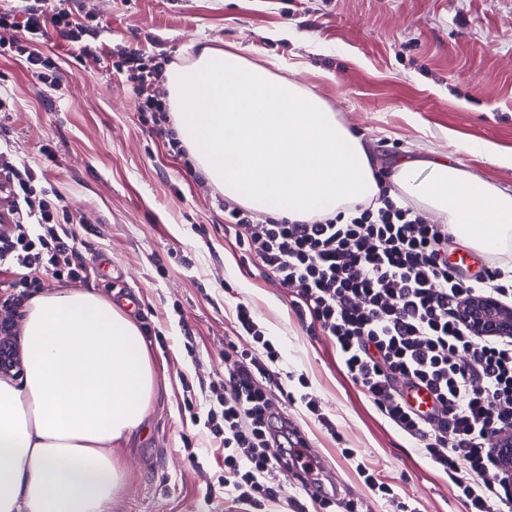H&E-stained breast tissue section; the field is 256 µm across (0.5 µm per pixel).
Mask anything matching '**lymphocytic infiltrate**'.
Returning <instances> with one entry per match:
<instances>
[{
    "label": "lymphocytic infiltrate",
    "mask_w": 512,
    "mask_h": 512,
    "mask_svg": "<svg viewBox=\"0 0 512 512\" xmlns=\"http://www.w3.org/2000/svg\"><path fill=\"white\" fill-rule=\"evenodd\" d=\"M17 27L27 41L0 40V50L19 57L43 85L60 79L42 49L50 39L84 59L100 55L97 26L74 22L67 0L47 10L0 11V30ZM141 58L140 49L129 48L117 66L136 83L144 122L169 136L165 106L152 92L169 59L146 68ZM35 179L31 165L0 151V267L37 266L55 278L87 281L91 267L69 229L73 216L59 195L36 190ZM224 231L256 257L259 276L288 290L301 321L333 341L352 382L448 475L466 512H512L492 442L493 432L512 429V337L478 336L460 319L472 297L512 302V275L500 258L475 278L463 277L448 260L447 225L425 223L385 189L378 204L311 223L228 205ZM236 324L253 347L226 350L224 384L208 421L224 447V493L239 512L270 504L310 512L301 499L282 496L276 481L279 469L314 466L305 438L281 419L269 391L280 352L246 303L236 307ZM413 391L427 393L430 410L409 401Z\"/></svg>",
    "instance_id": "lymphocytic-infiltrate-1"
}]
</instances>
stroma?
Segmentation results:
<instances>
[{
	"label": "stroma",
	"mask_w": 512,
	"mask_h": 512,
	"mask_svg": "<svg viewBox=\"0 0 512 512\" xmlns=\"http://www.w3.org/2000/svg\"><path fill=\"white\" fill-rule=\"evenodd\" d=\"M70 8L82 24L95 16L104 56L86 62L56 41L60 81L50 88L0 55V92L13 101L0 112V141L36 164V189L55 191L81 217L78 248L113 265L86 289L134 299L129 312L150 325L158 375L171 384L143 428L115 448L127 478L112 512H228L218 483L224 450L205 421L225 348L251 346L235 328L241 302L280 350L271 394L319 453L339 508L394 510L357 473L360 462L395 501L465 512L447 477L351 381L329 337L307 331L286 290L258 277L254 258L225 236L223 193L143 122L131 80L112 63L136 47L181 65L201 43L279 60L281 76L319 94L385 170L399 156L453 153L452 130L512 147V0H70ZM302 376L337 436L287 400Z\"/></svg>",
	"instance_id": "stroma-1"
}]
</instances>
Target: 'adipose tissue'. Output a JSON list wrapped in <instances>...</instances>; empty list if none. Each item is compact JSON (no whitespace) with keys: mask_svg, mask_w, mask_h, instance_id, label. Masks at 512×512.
Masks as SVG:
<instances>
[{"mask_svg":"<svg viewBox=\"0 0 512 512\" xmlns=\"http://www.w3.org/2000/svg\"><path fill=\"white\" fill-rule=\"evenodd\" d=\"M165 87L178 138L228 201L311 223L378 195L361 135L270 67L206 46ZM390 180L471 247L512 243V190L462 163L400 160ZM20 341L22 382L0 379V512H112L125 482L112 448L160 389L139 326L98 293L56 288L26 302Z\"/></svg>","mask_w":512,"mask_h":512,"instance_id":"1","label":"adipose tissue"}]
</instances>
